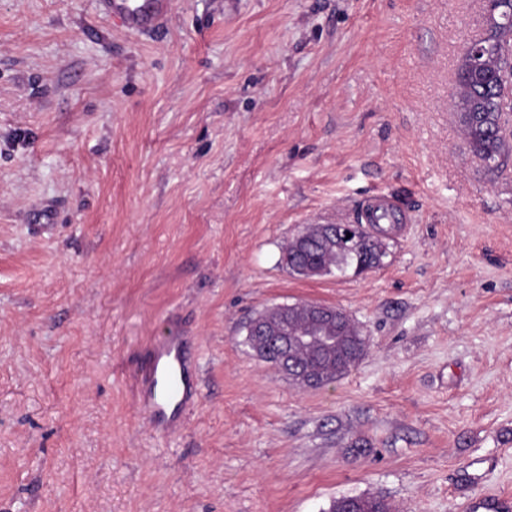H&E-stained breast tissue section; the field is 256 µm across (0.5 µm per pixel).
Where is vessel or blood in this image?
<instances>
[{
    "label": "vessel or blood",
    "mask_w": 512,
    "mask_h": 512,
    "mask_svg": "<svg viewBox=\"0 0 512 512\" xmlns=\"http://www.w3.org/2000/svg\"><path fill=\"white\" fill-rule=\"evenodd\" d=\"M104 12L120 15L126 29L156 31L169 17L173 0H100ZM402 220L398 204L388 196H374L363 210L362 220ZM196 382L180 337H159L143 382L148 419L160 434L172 432L182 409L193 396Z\"/></svg>",
    "instance_id": "1"
}]
</instances>
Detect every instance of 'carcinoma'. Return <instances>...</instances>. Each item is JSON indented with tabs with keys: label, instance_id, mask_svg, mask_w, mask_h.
Wrapping results in <instances>:
<instances>
[{
	"label": "carcinoma",
	"instance_id": "cac0c4a2",
	"mask_svg": "<svg viewBox=\"0 0 512 512\" xmlns=\"http://www.w3.org/2000/svg\"><path fill=\"white\" fill-rule=\"evenodd\" d=\"M494 7L499 25L487 29L486 35L480 39L482 56L476 61H467L469 46H464L450 101L470 151L483 162L485 168L501 171L512 156V140H505L498 135L503 112L498 92L501 70L498 39L504 31V25L512 26V0H496ZM284 261L286 266L295 268L293 274L303 277V267L319 265L323 268L324 276L336 271L343 274L349 268H356L362 258L339 240L320 243L310 237H300L288 245ZM310 327L312 322L303 307L288 318L290 335ZM356 340L354 329L346 322L336 348L325 350L313 344L302 353L300 361L306 366L324 370L327 381L332 382L348 374L360 361L361 354L355 349Z\"/></svg>",
	"mask_w": 512,
	"mask_h": 512
}]
</instances>
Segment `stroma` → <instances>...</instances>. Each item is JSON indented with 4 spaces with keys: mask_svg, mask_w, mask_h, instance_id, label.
I'll use <instances>...</instances> for the list:
<instances>
[{
    "mask_svg": "<svg viewBox=\"0 0 512 512\" xmlns=\"http://www.w3.org/2000/svg\"><path fill=\"white\" fill-rule=\"evenodd\" d=\"M483 0H174L133 33L99 0H0V512H393L512 496V161L449 106ZM384 266L300 279L308 224L374 194ZM343 309L360 363L303 390L246 326ZM199 398L153 431L156 336ZM392 214L394 215L395 222L403 221L404 217L399 205L393 199L385 195H376L363 210L361 220H364L366 224L370 219L377 222L391 220Z\"/></svg>",
    "mask_w": 512,
    "mask_h": 512,
    "instance_id": "1",
    "label": "stroma"
}]
</instances>
